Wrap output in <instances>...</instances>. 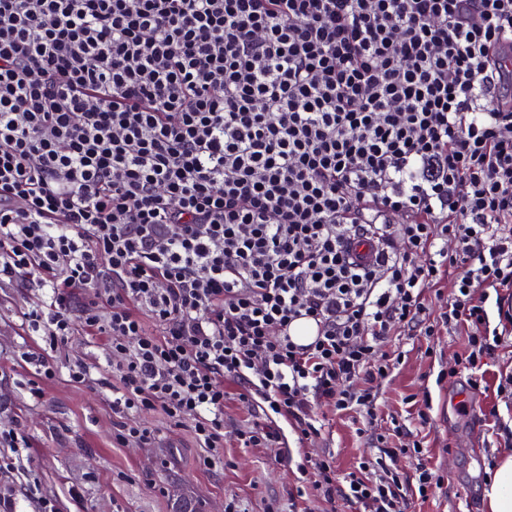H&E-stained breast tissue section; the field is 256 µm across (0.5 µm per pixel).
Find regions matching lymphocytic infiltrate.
Returning a JSON list of instances; mask_svg holds the SVG:
<instances>
[{"instance_id": "1", "label": "lymphocytic infiltrate", "mask_w": 512, "mask_h": 512, "mask_svg": "<svg viewBox=\"0 0 512 512\" xmlns=\"http://www.w3.org/2000/svg\"><path fill=\"white\" fill-rule=\"evenodd\" d=\"M512 0H0V282L41 288L30 360H112V440L161 411L224 445L229 394L303 445L377 419L395 336L512 326ZM496 297L491 328L486 303ZM314 321L306 345L292 323ZM312 495L405 512L441 485L397 424Z\"/></svg>"}]
</instances>
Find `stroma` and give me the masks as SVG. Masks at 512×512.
I'll list each match as a JSON object with an SVG mask.
<instances>
[{
    "label": "stroma",
    "instance_id": "35a3bbf8",
    "mask_svg": "<svg viewBox=\"0 0 512 512\" xmlns=\"http://www.w3.org/2000/svg\"><path fill=\"white\" fill-rule=\"evenodd\" d=\"M39 299L37 292L0 285V428L30 438L33 447L0 473V494L12 496L16 512H41V493L53 495L58 512H175L179 501L200 504L202 512H224L226 500L238 499L243 512H288V494L298 482V463L335 453L342 471L353 470L370 455L360 436L358 415L334 416L330 433L301 447L288 443L281 456L262 448L241 447L236 429L264 423L261 412L238 401L224 405L228 436L218 449L219 461L204 466L207 449L198 446L190 423L174 425L159 411L141 416L156 438L146 448H124L112 441V394L68 382V366L86 362L93 376L108 368L99 338L77 335L54 354L56 375L35 379L25 362L38 338L28 330L24 314ZM466 342L463 332L436 337L435 357L423 344L399 336L393 346L405 359L382 381L378 418L404 421L427 449L425 463L438 470L442 486L426 501L410 500L406 512H486L485 489L498 457L512 455V432L495 431L494 419L512 421V397L501 392L502 375L512 374V336L498 357L483 367L477 411H469L460 395L470 375L438 381L440 369L452 367ZM38 380L42 396H32L30 380ZM427 409L420 423L418 409Z\"/></svg>",
    "mask_w": 512,
    "mask_h": 512
}]
</instances>
